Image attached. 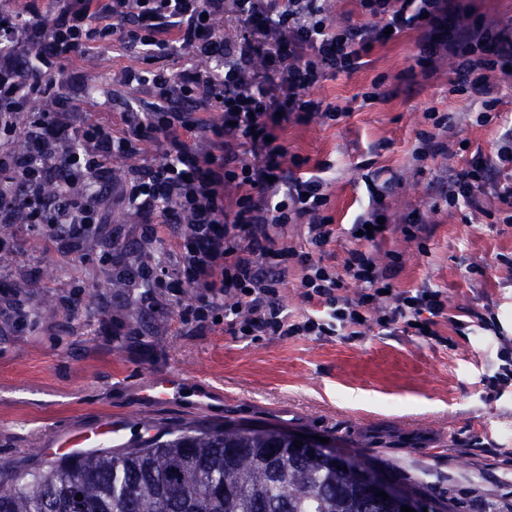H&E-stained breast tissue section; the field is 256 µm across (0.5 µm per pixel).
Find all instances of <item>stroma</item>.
<instances>
[{"label": "stroma", "mask_w": 512, "mask_h": 512, "mask_svg": "<svg viewBox=\"0 0 512 512\" xmlns=\"http://www.w3.org/2000/svg\"><path fill=\"white\" fill-rule=\"evenodd\" d=\"M418 32L376 46L363 66L310 88L311 98L344 109L336 121L316 119L281 132L302 173L320 176L328 213L338 231L323 260L341 265L351 239L344 229L365 208V175L382 171L393 181L387 215L398 224L413 211L435 230L424 244L395 235L377 252L401 255V289L430 285L448 294L453 311L499 308L512 332V209L494 196L479 208L433 211L435 176L443 158L416 164L418 135L428 129L426 107L450 115V163L466 167L474 155L495 158L498 141L512 127V87L498 94L497 118L477 123L479 99L454 92L450 62L433 75L411 71ZM143 66L139 49L115 40L93 43L82 58L64 66L75 111L87 119L156 101L152 87L128 84L125 74ZM382 97L367 99L373 83ZM12 250L0 253V296L36 311L54 312L21 326L0 318V482L39 467L52 437L91 429L126 416L153 433L219 429L235 422L258 428L327 438L338 453L374 464L392 485L419 488L444 502L448 512H512V394L486 398L491 346L477 335L452 336L436 344L409 333L372 330L363 336H263L239 341L216 326L183 328L184 295L157 289L142 304L143 321L128 318L127 289L114 269L99 262L101 242L84 255L65 258L25 226L0 228ZM107 238L135 267L144 249L137 217L113 209ZM481 267L468 271L467 262ZM81 302L68 307L70 295ZM95 296L100 308L83 304ZM180 371L191 388L207 387L209 407L147 405L142 388L155 376Z\"/></svg>", "instance_id": "1"}]
</instances>
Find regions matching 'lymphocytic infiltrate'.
I'll list each match as a JSON object with an SVG mask.
<instances>
[{
    "instance_id": "lymphocytic-infiltrate-1",
    "label": "lymphocytic infiltrate",
    "mask_w": 512,
    "mask_h": 512,
    "mask_svg": "<svg viewBox=\"0 0 512 512\" xmlns=\"http://www.w3.org/2000/svg\"><path fill=\"white\" fill-rule=\"evenodd\" d=\"M55 2L48 15L34 0H17L13 13L0 14V224L26 225L65 252L80 254L102 235L107 211L124 205L139 218L144 243L165 235L178 252L175 279L167 277L166 260L145 265V300H152L156 288L199 289L196 305L181 313L196 329L218 322L231 336L250 341L399 329L438 342L444 322L455 333H477L493 344L492 372L483 379L488 400L512 387V335L494 305L465 318L450 313L440 289L395 287L398 253H390L387 264L378 262L375 249L387 232L420 244L432 226L421 216L385 223V195L376 178H368V205L347 230L354 246L342 268L278 244L271 234L306 224L310 244L320 251L336 236L322 181L289 167L288 149L278 136L291 124L342 117V109L309 98V88L326 76L355 71L375 45L416 29L421 40L414 60L422 73L453 58V89L479 96L491 109L498 86L512 81V24L468 20L459 0H357L366 16L362 23L331 22L322 0ZM229 2L243 29L233 40L224 39L217 26ZM113 35L139 47L149 63L181 49L214 66L184 71L173 87L163 74L130 72L136 83H153L159 100L123 113L118 131L111 113L85 122L59 97L54 111H31L36 99L58 96L55 72L61 62L76 60L89 44ZM21 44L34 53L35 65L19 61ZM202 103L221 111V121L206 123L195 110ZM425 118L432 128L419 134L412 154L418 163L448 153V114L431 107ZM155 135L163 138L159 158L130 167L121 190H114L104 178L112 161L135 156L138 142ZM198 135L199 145L193 142ZM67 138L75 145L65 152ZM60 169L67 183L51 209L42 188ZM436 188L449 208H478L488 193L512 208V183L500 184L479 155L466 168L438 176ZM231 191L236 200L229 210L224 198ZM182 222L189 233L179 232ZM367 224L372 234H363ZM293 265L301 273L305 305L297 315L279 298ZM349 279L360 284L359 293H345Z\"/></svg>"
}]
</instances>
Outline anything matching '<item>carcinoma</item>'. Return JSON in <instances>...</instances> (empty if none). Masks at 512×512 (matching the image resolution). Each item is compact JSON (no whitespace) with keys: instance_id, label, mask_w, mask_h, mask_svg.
<instances>
[{"instance_id":"cac0c4a2","label":"carcinoma","mask_w":512,"mask_h":512,"mask_svg":"<svg viewBox=\"0 0 512 512\" xmlns=\"http://www.w3.org/2000/svg\"><path fill=\"white\" fill-rule=\"evenodd\" d=\"M0 512H398V506L368 496L355 472L330 468L317 442L226 425L47 460L0 484Z\"/></svg>"}]
</instances>
